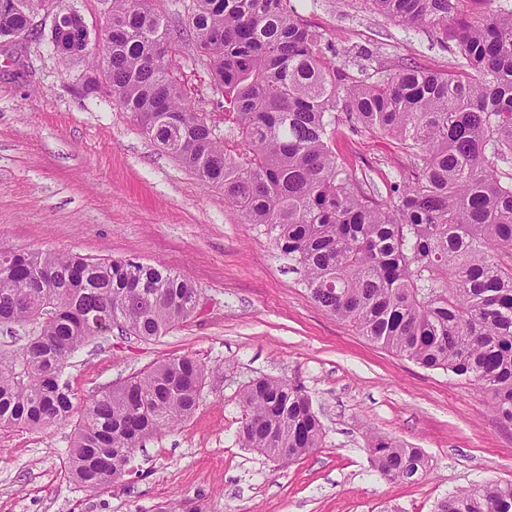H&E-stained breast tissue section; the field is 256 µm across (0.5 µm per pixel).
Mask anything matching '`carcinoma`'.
Instances as JSON below:
<instances>
[{"mask_svg":"<svg viewBox=\"0 0 512 512\" xmlns=\"http://www.w3.org/2000/svg\"><path fill=\"white\" fill-rule=\"evenodd\" d=\"M0 7V38L30 35L58 0ZM410 28L453 38L448 70L406 64L375 80L347 72L291 0H189V32L224 98V118L197 109L178 73L177 33L154 0H112L102 45L82 75L244 222L264 227L303 272L311 299L367 340L486 398L512 424V9L470 20L462 0H366ZM393 139L405 174L380 191L336 153L339 127ZM200 294L186 276L134 259L56 251L0 257V324L29 328L0 355V429L51 427L77 404L66 369L106 320L151 340L188 321ZM205 378L179 356L101 392L74 430L68 477L96 492L135 451L195 409ZM237 440L297 461L325 431L304 388L258 378L241 391ZM372 467L416 483L419 448L370 437ZM435 512H512V480L458 488Z\"/></svg>","mask_w":512,"mask_h":512,"instance_id":"cac0c4a2","label":"carcinoma"}]
</instances>
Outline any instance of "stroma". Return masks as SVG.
<instances>
[{
    "instance_id": "obj_1",
    "label": "stroma",
    "mask_w": 512,
    "mask_h": 512,
    "mask_svg": "<svg viewBox=\"0 0 512 512\" xmlns=\"http://www.w3.org/2000/svg\"><path fill=\"white\" fill-rule=\"evenodd\" d=\"M293 2L337 50H372L367 75L456 59L453 41L359 0ZM50 27L40 16L29 37L0 40V250L134 258L200 289L199 310L163 336L115 331L85 344L68 369L79 404L173 357L196 358L206 378L193 414L98 492L67 477L74 421L0 430V512H434L457 488L512 480V425L447 373L368 342L319 307L264 229L201 187L128 113L82 93L85 66L59 62ZM177 64L196 107L222 116L191 37ZM338 148L350 170L380 185L405 166L385 136L347 131ZM259 377L304 386L326 431L322 448L284 465L239 446L240 393ZM372 433L422 449L426 479L381 478Z\"/></svg>"
}]
</instances>
